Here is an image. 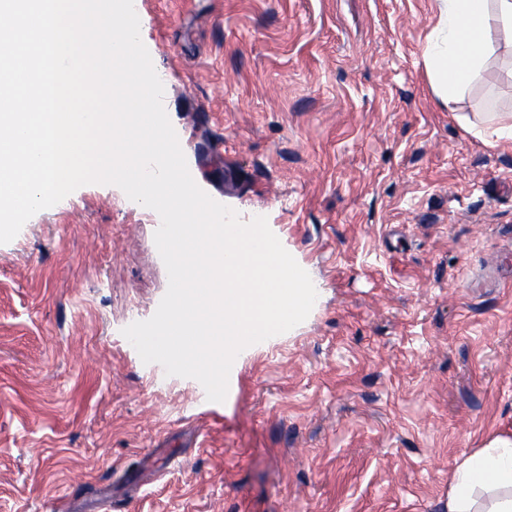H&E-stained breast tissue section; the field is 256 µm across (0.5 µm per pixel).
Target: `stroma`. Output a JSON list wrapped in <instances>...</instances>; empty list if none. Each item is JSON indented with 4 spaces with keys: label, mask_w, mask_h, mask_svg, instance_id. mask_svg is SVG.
<instances>
[{
    "label": "stroma",
    "mask_w": 512,
    "mask_h": 512,
    "mask_svg": "<svg viewBox=\"0 0 512 512\" xmlns=\"http://www.w3.org/2000/svg\"><path fill=\"white\" fill-rule=\"evenodd\" d=\"M189 171L266 217L318 300L224 402L123 336L159 215L81 186L0 244V512H443L512 437V113L499 50L444 105L436 0H136Z\"/></svg>",
    "instance_id": "obj_1"
}]
</instances>
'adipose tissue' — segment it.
Wrapping results in <instances>:
<instances>
[{"mask_svg":"<svg viewBox=\"0 0 512 512\" xmlns=\"http://www.w3.org/2000/svg\"><path fill=\"white\" fill-rule=\"evenodd\" d=\"M494 19L512 46V0H439L424 60L442 103H454L484 63ZM480 489L492 495L488 512H512V439L495 438L461 463L449 481L446 512H476Z\"/></svg>","mask_w":512,"mask_h":512,"instance_id":"1","label":"adipose tissue"}]
</instances>
